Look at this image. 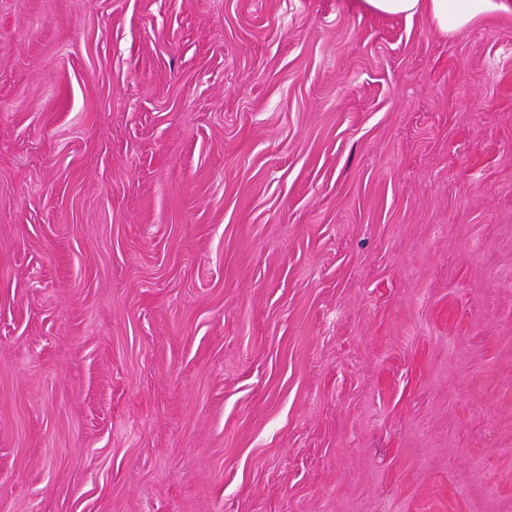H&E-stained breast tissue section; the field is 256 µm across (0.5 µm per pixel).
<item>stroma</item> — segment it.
<instances>
[{"label": "stroma", "instance_id": "1", "mask_svg": "<svg viewBox=\"0 0 512 512\" xmlns=\"http://www.w3.org/2000/svg\"><path fill=\"white\" fill-rule=\"evenodd\" d=\"M0 512H512V14L0 0Z\"/></svg>", "mask_w": 512, "mask_h": 512}]
</instances>
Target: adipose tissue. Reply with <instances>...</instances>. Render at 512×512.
<instances>
[{
    "label": "adipose tissue",
    "mask_w": 512,
    "mask_h": 512,
    "mask_svg": "<svg viewBox=\"0 0 512 512\" xmlns=\"http://www.w3.org/2000/svg\"><path fill=\"white\" fill-rule=\"evenodd\" d=\"M372 12L393 16L424 15L440 33L455 36L474 22L512 13V0H363Z\"/></svg>",
    "instance_id": "obj_1"
}]
</instances>
